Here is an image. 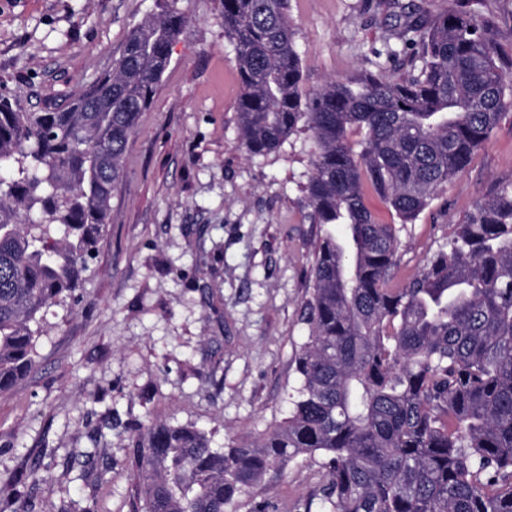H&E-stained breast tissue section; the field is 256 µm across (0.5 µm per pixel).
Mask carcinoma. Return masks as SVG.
<instances>
[{"instance_id": "cac0c4a2", "label": "carcinoma", "mask_w": 512, "mask_h": 512, "mask_svg": "<svg viewBox=\"0 0 512 512\" xmlns=\"http://www.w3.org/2000/svg\"><path fill=\"white\" fill-rule=\"evenodd\" d=\"M471 2L400 23L401 47H420L406 77L379 62L305 95L287 0H223L246 153L310 131V217L345 233L314 250L287 416L224 448L196 426L148 425L144 512H226L300 456L322 481L306 512H512V181L400 288L396 227L367 203L413 223L512 112L493 26ZM179 3L157 0L112 73L69 109L23 112L0 97V392L36 365L37 314L95 258L128 140L187 23Z\"/></svg>"}]
</instances>
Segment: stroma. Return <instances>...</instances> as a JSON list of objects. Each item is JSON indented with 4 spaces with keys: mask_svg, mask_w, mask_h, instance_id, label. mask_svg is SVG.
I'll use <instances>...</instances> for the list:
<instances>
[{
    "mask_svg": "<svg viewBox=\"0 0 512 512\" xmlns=\"http://www.w3.org/2000/svg\"><path fill=\"white\" fill-rule=\"evenodd\" d=\"M448 0H288L303 91L373 70L408 5ZM188 22L131 135L108 224L74 299L40 313L37 364L0 393V512H139L137 443L151 423L195 425L215 447L282 422L308 336L305 302L323 226L305 186L310 133L279 153L241 145V93L222 0H183ZM512 76V0H473ZM155 0H0V96L53 112L111 72ZM512 180V116L399 232L391 283L406 284L455 225ZM306 457L234 512H304Z\"/></svg>",
    "mask_w": 512,
    "mask_h": 512,
    "instance_id": "obj_1",
    "label": "stroma"
}]
</instances>
